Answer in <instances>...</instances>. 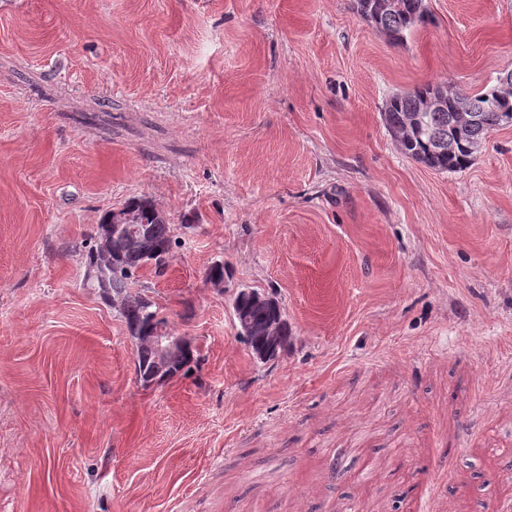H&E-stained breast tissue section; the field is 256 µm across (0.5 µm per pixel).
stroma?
I'll use <instances>...</instances> for the list:
<instances>
[{"label": "stroma", "mask_w": 512, "mask_h": 512, "mask_svg": "<svg viewBox=\"0 0 512 512\" xmlns=\"http://www.w3.org/2000/svg\"><path fill=\"white\" fill-rule=\"evenodd\" d=\"M425 3L394 43L352 0H0V512H512V127L439 173L382 117L512 70V0ZM132 198L201 355L151 387L79 257ZM232 306L235 318L240 314L245 322L241 335L253 357L260 362L275 360L290 337L278 301L255 290L250 294L241 290L234 296ZM262 355L268 358L262 361Z\"/></svg>", "instance_id": "stroma-1"}]
</instances>
